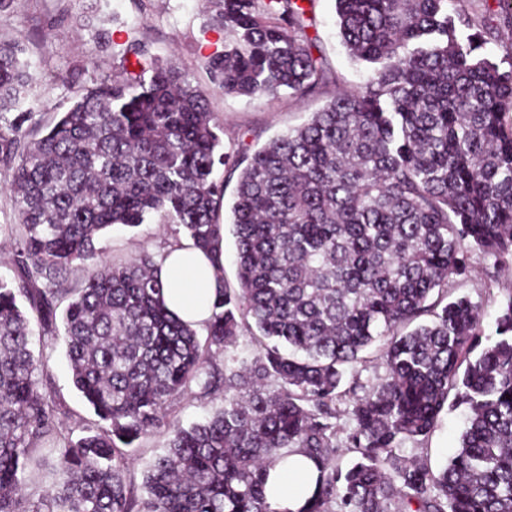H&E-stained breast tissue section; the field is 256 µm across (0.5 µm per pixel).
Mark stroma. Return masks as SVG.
I'll return each instance as SVG.
<instances>
[{
	"label": "stroma",
	"instance_id": "obj_1",
	"mask_svg": "<svg viewBox=\"0 0 512 512\" xmlns=\"http://www.w3.org/2000/svg\"><path fill=\"white\" fill-rule=\"evenodd\" d=\"M453 7L484 31L485 56L504 66L512 62V29L505 22L512 15V0H455ZM313 18L306 34L326 59L332 83L301 101L285 92L275 98L252 99L213 91L210 108L223 130L225 149L241 144L257 149L274 135L303 123L337 92L358 89L370 79L372 65L352 59L341 42L335 0H315ZM0 39L22 40L23 59L35 65L26 88V101L34 110L24 127L30 138L37 139L84 89L105 79L123 78L125 51L134 40L147 42L161 63L175 65L189 81L205 86L209 79L200 63L223 51L225 35L209 22L200 0H13L0 10ZM11 179V168L0 164V278L6 279L13 276L11 245L16 225ZM173 233V227L158 224L132 229L116 226L100 237L98 246L104 259H126L140 249L152 253L162 249ZM463 294L480 306L484 327L492 328L500 308L512 297V272L496 271L492 260L475 256L471 279L448 283L449 297ZM31 349L45 363L44 387L66 408L59 417L60 434L82 435L96 417L73 385L63 340L36 336ZM223 403L222 393L205 396L195 390L173 401L168 416L186 426ZM464 420L463 409L448 404L428 437L405 441L403 455L425 459L432 469L442 468L459 444ZM168 441L163 427L141 439L127 464L134 487H141L149 464L164 452Z\"/></svg>",
	"mask_w": 512,
	"mask_h": 512
}]
</instances>
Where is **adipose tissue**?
<instances>
[{
	"label": "adipose tissue",
	"mask_w": 512,
	"mask_h": 512,
	"mask_svg": "<svg viewBox=\"0 0 512 512\" xmlns=\"http://www.w3.org/2000/svg\"><path fill=\"white\" fill-rule=\"evenodd\" d=\"M155 262L168 308L181 320L203 327L211 316L216 266L188 239L162 249ZM315 476L314 464L302 453L274 462L269 468L268 484L269 500L276 512H298L313 489Z\"/></svg>",
	"instance_id": "obj_1"
}]
</instances>
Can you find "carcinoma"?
I'll list each match as a JSON object with an SVG mask.
<instances>
[{
	"label": "carcinoma",
	"mask_w": 512,
	"mask_h": 512,
	"mask_svg": "<svg viewBox=\"0 0 512 512\" xmlns=\"http://www.w3.org/2000/svg\"><path fill=\"white\" fill-rule=\"evenodd\" d=\"M201 0L224 28L204 68L226 95L298 100L331 82L305 34L315 0ZM450 0H336L349 55L375 65L302 125L250 152L221 150L210 90L134 41L135 69L77 100L40 138L22 126L31 62L0 41V158L14 164L21 234L0 281V512H277L267 469L293 452L313 462L298 512H512V297L487 336L481 309L448 300L473 255L512 260V64L477 54L483 31ZM238 287L218 277L205 339L167 309L154 256L107 262L115 225L175 224L219 265L225 182ZM86 271L78 288L66 276ZM64 308L62 325L57 311ZM63 335L74 387L97 420L58 436L59 407L29 348ZM247 335L251 358L219 354ZM378 346L385 375L357 364ZM347 389H342L346 375ZM198 387L224 393L205 421L165 420ZM456 390L468 409L439 471L398 454L427 437ZM354 425L336 462V402ZM168 426L137 498L128 459ZM47 468L53 493H24Z\"/></svg>",
	"instance_id": "1"
}]
</instances>
